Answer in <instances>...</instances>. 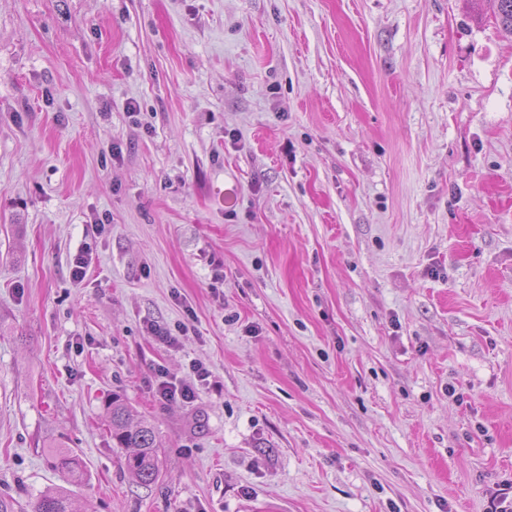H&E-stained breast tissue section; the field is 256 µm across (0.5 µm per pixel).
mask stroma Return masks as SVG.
Segmentation results:
<instances>
[{"instance_id":"obj_1","label":"stroma","mask_w":512,"mask_h":512,"mask_svg":"<svg viewBox=\"0 0 512 512\" xmlns=\"http://www.w3.org/2000/svg\"><path fill=\"white\" fill-rule=\"evenodd\" d=\"M65 450L73 512H487L512 33L485 0H0V498L32 512ZM158 393L164 402H176L177 400L189 401L196 395V386L193 382L174 383L161 380L158 384ZM132 409L117 396L112 398L108 415L112 426V440L118 448H132L125 457L129 474L142 485L154 483L159 474L158 448L155 429L147 420L132 421Z\"/></svg>"}]
</instances>
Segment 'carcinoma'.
<instances>
[{"instance_id":"obj_1","label":"carcinoma","mask_w":512,"mask_h":512,"mask_svg":"<svg viewBox=\"0 0 512 512\" xmlns=\"http://www.w3.org/2000/svg\"><path fill=\"white\" fill-rule=\"evenodd\" d=\"M488 2L495 21L512 31V0ZM108 415L112 426V439L116 441L117 447L131 449L125 457V467L129 474L142 485L154 483L159 474V460L153 424L144 419L132 421V409L116 396L112 397ZM56 468L70 477H75L81 469V460L76 454L60 451L56 453ZM70 504L67 489L57 487L37 499L34 512H71Z\"/></svg>"}]
</instances>
